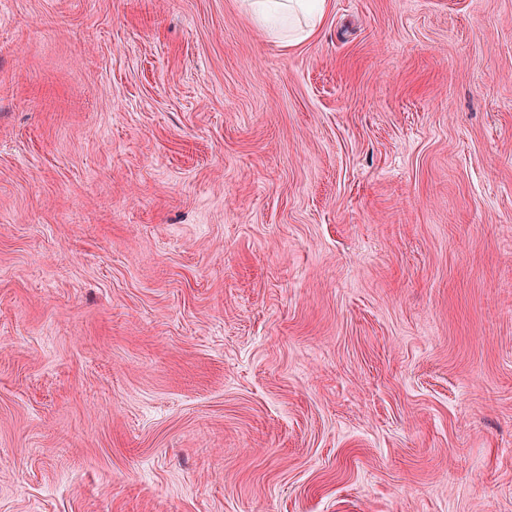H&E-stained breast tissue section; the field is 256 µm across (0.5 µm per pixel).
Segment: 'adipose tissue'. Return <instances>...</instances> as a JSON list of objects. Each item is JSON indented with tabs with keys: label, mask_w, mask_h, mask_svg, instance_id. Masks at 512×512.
<instances>
[{
	"label": "adipose tissue",
	"mask_w": 512,
	"mask_h": 512,
	"mask_svg": "<svg viewBox=\"0 0 512 512\" xmlns=\"http://www.w3.org/2000/svg\"><path fill=\"white\" fill-rule=\"evenodd\" d=\"M253 17L291 47L308 38L321 21L326 0H247Z\"/></svg>",
	"instance_id": "ef3b65f1"
}]
</instances>
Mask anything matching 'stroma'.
<instances>
[{"instance_id": "obj_1", "label": "stroma", "mask_w": 512, "mask_h": 512, "mask_svg": "<svg viewBox=\"0 0 512 512\" xmlns=\"http://www.w3.org/2000/svg\"><path fill=\"white\" fill-rule=\"evenodd\" d=\"M0 512H512V0H0ZM253 17L277 35L284 46L308 38L321 21L326 0H244Z\"/></svg>"}]
</instances>
